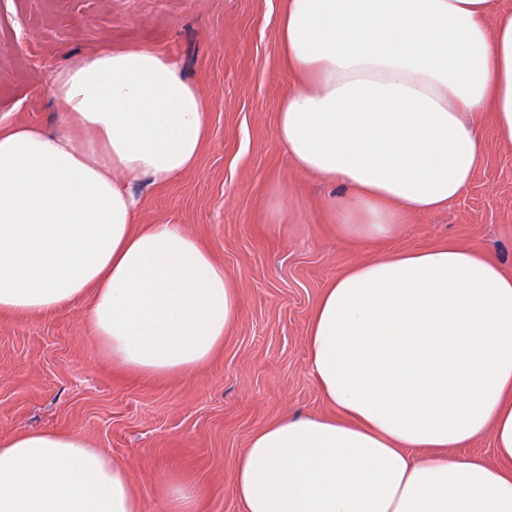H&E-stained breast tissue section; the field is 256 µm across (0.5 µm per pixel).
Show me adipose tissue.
Listing matches in <instances>:
<instances>
[{
  "label": "adipose tissue",
  "mask_w": 512,
  "mask_h": 512,
  "mask_svg": "<svg viewBox=\"0 0 512 512\" xmlns=\"http://www.w3.org/2000/svg\"><path fill=\"white\" fill-rule=\"evenodd\" d=\"M292 81L277 137L328 208L383 241L450 205L492 116L512 150V10L491 0H285ZM62 130L0 122V313L89 298L113 364H206L240 314L236 281L180 224H140L130 188L197 162L203 92L164 52L105 46L57 69ZM307 368L335 417L277 419L240 455L245 512H512V275L470 248L382 252L325 288ZM491 434L496 462L422 458ZM0 512H141L125 472L76 434L0 441Z\"/></svg>",
  "instance_id": "obj_1"
}]
</instances>
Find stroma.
Returning a JSON list of instances; mask_svg holds the SVG:
<instances>
[{"label":"stroma","instance_id":"35a3bbf8","mask_svg":"<svg viewBox=\"0 0 512 512\" xmlns=\"http://www.w3.org/2000/svg\"><path fill=\"white\" fill-rule=\"evenodd\" d=\"M284 0H5L0 118L55 127L47 94L73 53L150 45L179 64L207 102L195 167L167 186L137 185L138 221L181 224L238 284L241 314L205 365L145 378L112 365L83 305L0 315V439L53 430L84 437L123 467L141 512H166L172 483L194 484L196 512H243L236 462L262 426L334 415L307 370V331L327 285L379 252L476 249L512 273V151L492 120L484 160L451 205L411 216L381 243L346 236L331 187L297 173L276 133L288 69L276 51ZM288 221L269 216L273 187Z\"/></svg>","mask_w":512,"mask_h":512}]
</instances>
